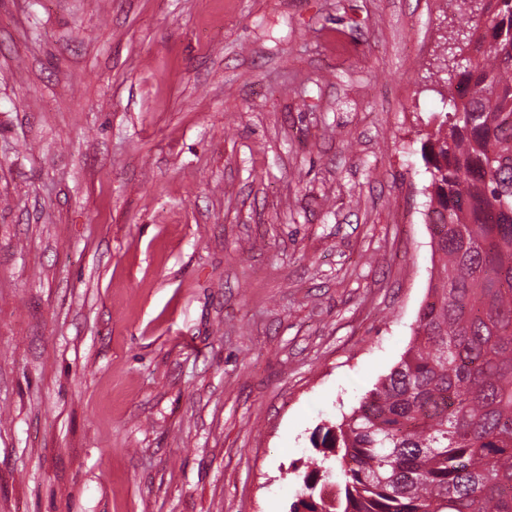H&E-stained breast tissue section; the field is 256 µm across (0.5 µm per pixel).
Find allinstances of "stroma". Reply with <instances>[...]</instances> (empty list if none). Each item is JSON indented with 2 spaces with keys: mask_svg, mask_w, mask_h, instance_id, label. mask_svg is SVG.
Masks as SVG:
<instances>
[{
  "mask_svg": "<svg viewBox=\"0 0 512 512\" xmlns=\"http://www.w3.org/2000/svg\"><path fill=\"white\" fill-rule=\"evenodd\" d=\"M479 0H0V512H289L412 339Z\"/></svg>",
  "mask_w": 512,
  "mask_h": 512,
  "instance_id": "35a3bbf8",
  "label": "stroma"
}]
</instances>
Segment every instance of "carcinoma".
<instances>
[{
  "mask_svg": "<svg viewBox=\"0 0 512 512\" xmlns=\"http://www.w3.org/2000/svg\"><path fill=\"white\" fill-rule=\"evenodd\" d=\"M483 12L424 146L436 262L410 347L313 436L290 512H512V0Z\"/></svg>",
  "mask_w": 512,
  "mask_h": 512,
  "instance_id": "carcinoma-1",
  "label": "carcinoma"
}]
</instances>
